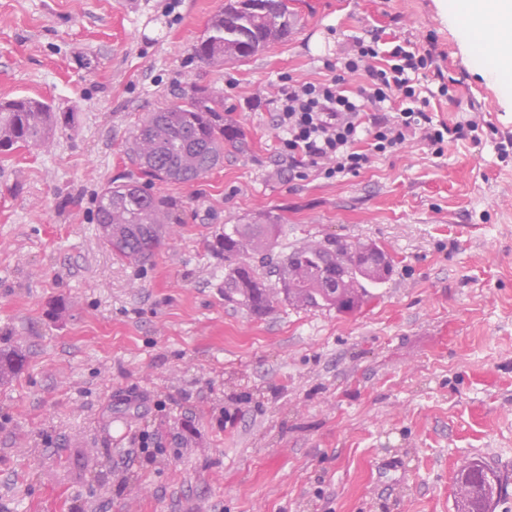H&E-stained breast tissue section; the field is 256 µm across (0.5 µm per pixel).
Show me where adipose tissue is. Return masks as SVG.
<instances>
[{
  "label": "adipose tissue",
  "instance_id": "1",
  "mask_svg": "<svg viewBox=\"0 0 512 512\" xmlns=\"http://www.w3.org/2000/svg\"><path fill=\"white\" fill-rule=\"evenodd\" d=\"M450 8L470 14L468 32L482 44L489 72L512 87V0H450Z\"/></svg>",
  "mask_w": 512,
  "mask_h": 512
}]
</instances>
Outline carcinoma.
Wrapping results in <instances>:
<instances>
[{"label":"carcinoma","mask_w":512,"mask_h":512,"mask_svg":"<svg viewBox=\"0 0 512 512\" xmlns=\"http://www.w3.org/2000/svg\"><path fill=\"white\" fill-rule=\"evenodd\" d=\"M244 8L241 0H227L213 18L208 35L195 47V57L207 66L246 60L269 44L288 36L296 13L292 0H259ZM73 116L57 115L45 102L29 98L0 101V151L47 144L57 128ZM242 139L241 130L224 122V94L189 86L176 104L147 113L126 142L128 160L140 171L143 183L112 182L99 195L96 219L112 254L129 263H148L161 246L165 225L177 203L150 189L160 183L192 184L224 163V146ZM279 224H226L219 245L224 251V300L264 315L272 307L273 290L286 288L288 277L301 278L298 302L309 308L346 302L348 311L360 308L369 296L359 280L345 283L340 292L320 300L313 279L336 274V259H353V246L339 239L311 247L279 250ZM467 489L461 490L460 512H491L503 489L501 475L484 462H471Z\"/></svg>","instance_id":"carcinoma-1"}]
</instances>
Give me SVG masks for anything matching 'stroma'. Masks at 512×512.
Wrapping results in <instances>:
<instances>
[{
  "label": "stroma",
  "mask_w": 512,
  "mask_h": 512,
  "mask_svg": "<svg viewBox=\"0 0 512 512\" xmlns=\"http://www.w3.org/2000/svg\"><path fill=\"white\" fill-rule=\"evenodd\" d=\"M225 0H0V101L75 122L0 159V512H457L455 475L492 464L512 512V96L485 73L448 0H294L291 36L207 67L194 45ZM377 33L434 47L448 125L359 174L288 176L282 81ZM194 82L224 95L240 148L191 185L152 261L117 259L96 196L135 179L143 113ZM380 246L390 276L353 313L224 299L228 224Z\"/></svg>",
  "instance_id": "stroma-1"
}]
</instances>
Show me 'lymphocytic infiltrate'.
<instances>
[{"mask_svg": "<svg viewBox=\"0 0 512 512\" xmlns=\"http://www.w3.org/2000/svg\"><path fill=\"white\" fill-rule=\"evenodd\" d=\"M378 40H355L346 56L328 63V79L317 82L286 81L276 91V126L283 133V153L290 168L302 163L318 167L324 178L332 179L359 173L371 154L396 151L410 131L418 129L422 138L435 149L446 140H468L480 144L479 122L470 118L455 126L434 124L428 116L423 82L439 68L432 52L396 47L387 66L377 64ZM358 72L369 79L367 87L350 95L346 77ZM402 104L392 116L382 113L386 102ZM375 118L364 121L367 109ZM369 140L370 152L358 149L360 140Z\"/></svg>", "mask_w": 512, "mask_h": 512, "instance_id": "f902f5d3", "label": "lymphocytic infiltrate"}]
</instances>
